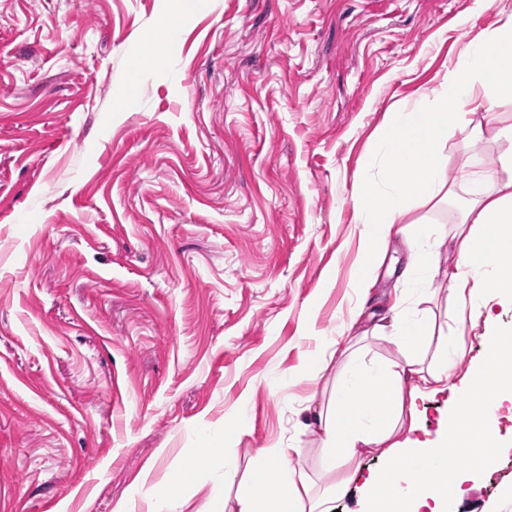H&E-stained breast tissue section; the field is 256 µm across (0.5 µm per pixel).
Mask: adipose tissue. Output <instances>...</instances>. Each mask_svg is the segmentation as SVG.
I'll use <instances>...</instances> for the list:
<instances>
[{"mask_svg":"<svg viewBox=\"0 0 512 512\" xmlns=\"http://www.w3.org/2000/svg\"><path fill=\"white\" fill-rule=\"evenodd\" d=\"M497 8L493 26L424 91L428 108L392 113L354 200L363 262L353 286L360 293L370 289L394 234L406 226L427 236L424 210L456 203L460 249L442 277L455 336L429 361L435 321L399 324L392 338L399 359L353 372L329 400L309 403L320 477L303 467L300 449L264 448L232 505L215 512H333L336 499L350 494L356 512H449L475 491V470L492 462L500 440L490 423L502 391L467 377L455 384L451 376L465 352L468 323L481 318L495 326L490 304L512 290V124L498 112L512 103V7ZM452 137L468 171L461 190L444 176L443 150ZM484 140L494 144L495 158L472 169L471 149ZM442 392L452 439H416L415 398ZM450 443L465 449L468 468L446 467L442 451ZM378 450L399 468L359 476V460Z\"/></svg>","mask_w":512,"mask_h":512,"instance_id":"adipose-tissue-1","label":"adipose tissue"}]
</instances>
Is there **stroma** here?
Wrapping results in <instances>:
<instances>
[{"label": "stroma", "mask_w": 512, "mask_h": 512, "mask_svg": "<svg viewBox=\"0 0 512 512\" xmlns=\"http://www.w3.org/2000/svg\"><path fill=\"white\" fill-rule=\"evenodd\" d=\"M179 16L170 51L145 32ZM496 20L483 0H0V512H182L247 481L263 448L318 472L302 364L355 304V174L388 113ZM454 209L427 215L447 269ZM403 239L358 324L397 294ZM434 438L448 396L415 401ZM476 477L512 512V431ZM182 472L173 474L169 483L159 486L154 494V512H174V503L178 487L183 482Z\"/></svg>", "instance_id": "stroma-1"}]
</instances>
